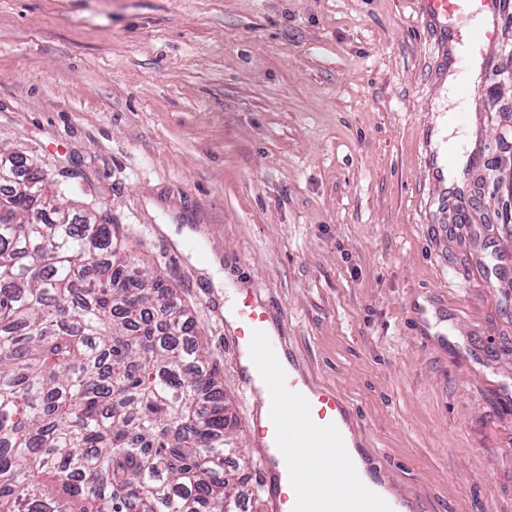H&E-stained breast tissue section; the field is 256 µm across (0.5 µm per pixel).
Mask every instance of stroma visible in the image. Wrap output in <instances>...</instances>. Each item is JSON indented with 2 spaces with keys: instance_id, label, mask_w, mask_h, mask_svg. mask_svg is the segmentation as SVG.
<instances>
[{
  "instance_id": "stroma-1",
  "label": "stroma",
  "mask_w": 512,
  "mask_h": 512,
  "mask_svg": "<svg viewBox=\"0 0 512 512\" xmlns=\"http://www.w3.org/2000/svg\"><path fill=\"white\" fill-rule=\"evenodd\" d=\"M469 17L418 0H0V154L107 214L177 289L270 512L225 288L349 403L424 512H512V8L451 97ZM470 158L430 199L451 112ZM219 265L225 286L205 269Z\"/></svg>"
}]
</instances>
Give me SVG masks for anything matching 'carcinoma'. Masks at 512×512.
I'll return each mask as SVG.
<instances>
[{"label": "carcinoma", "mask_w": 512, "mask_h": 512, "mask_svg": "<svg viewBox=\"0 0 512 512\" xmlns=\"http://www.w3.org/2000/svg\"><path fill=\"white\" fill-rule=\"evenodd\" d=\"M0 168V512H224L247 461L176 289Z\"/></svg>", "instance_id": "cac0c4a2"}]
</instances>
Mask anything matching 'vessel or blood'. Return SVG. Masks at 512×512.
Instances as JSON below:
<instances>
[{
    "mask_svg": "<svg viewBox=\"0 0 512 512\" xmlns=\"http://www.w3.org/2000/svg\"><path fill=\"white\" fill-rule=\"evenodd\" d=\"M423 14L432 21L444 22L448 16L463 10L494 13L504 8L507 0H420ZM235 323L230 338L236 356L263 346L268 309L252 294H243L233 308ZM269 397L288 396L301 401L303 411L297 422V438L303 448H345L356 439L357 424L343 398L336 392L315 386L298 366L277 371L267 385ZM256 446L264 448L263 469L269 486L271 512H333L329 500L318 508H310L306 499L294 489L295 475L280 469L275 449L285 445V420L276 404H269L265 418L254 423Z\"/></svg>",
    "mask_w": 512,
    "mask_h": 512,
    "instance_id": "vessel-or-blood-1",
    "label": "vessel or blood"
}]
</instances>
